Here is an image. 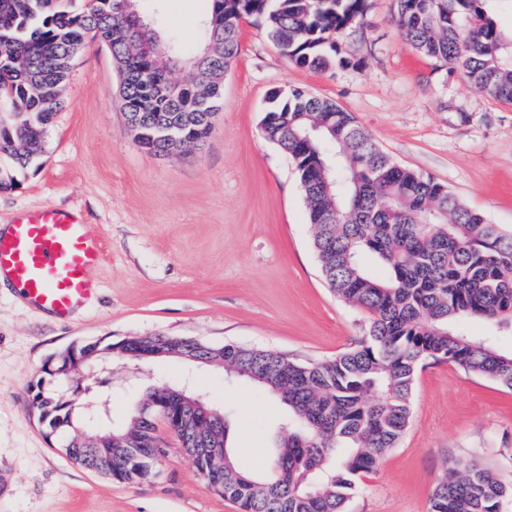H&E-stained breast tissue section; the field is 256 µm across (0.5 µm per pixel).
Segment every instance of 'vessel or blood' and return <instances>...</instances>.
<instances>
[{"mask_svg": "<svg viewBox=\"0 0 512 512\" xmlns=\"http://www.w3.org/2000/svg\"><path fill=\"white\" fill-rule=\"evenodd\" d=\"M101 259L88 226L65 212L22 214L0 234V273L26 303L60 319L72 317L92 298L90 271Z\"/></svg>", "mask_w": 512, "mask_h": 512, "instance_id": "vessel-or-blood-1", "label": "vessel or blood"}]
</instances>
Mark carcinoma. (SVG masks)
<instances>
[{
    "label": "carcinoma",
    "instance_id": "obj_1",
    "mask_svg": "<svg viewBox=\"0 0 512 512\" xmlns=\"http://www.w3.org/2000/svg\"><path fill=\"white\" fill-rule=\"evenodd\" d=\"M199 49L186 58L140 13L111 0H90L82 12L69 0H0V189L35 166L41 131L63 100L72 57L86 45L107 48L119 65L125 115L162 137L172 128L199 147L213 131L206 116L222 108L223 89L195 96L194 65L212 42L221 53L208 65L226 71L239 51L243 21L262 19L270 40L302 67H347L336 34L363 16L365 0H206ZM401 34L427 57L462 67L473 86L512 101V38L487 10L490 0H396ZM224 12V28L212 25ZM475 30L459 52V20ZM146 26L167 66L184 73L183 95L153 99L161 73L131 52L126 30ZM266 138L295 163L313 229L321 276L342 301L366 310V336L336 357L301 363L285 354L233 343L224 351L188 346L195 357L223 363L224 375L250 380L288 414L270 469H242L228 446V421L216 424L213 458L195 462L240 512H345L356 478L398 446L411 420L416 376L426 363L454 362L512 390V350L498 341L512 332V230L490 224L431 177L394 162L335 103L301 89L274 91L262 119ZM478 322L484 331L471 333ZM374 392V400L366 394ZM33 398L49 432L68 435L67 455L122 483L156 473L155 417L139 403L112 426V447L137 445L138 459L115 455L104 464L85 454L86 411L60 403L38 381ZM509 486L475 460L446 465L433 486L431 512H498Z\"/></svg>",
    "mask_w": 512,
    "mask_h": 512
}]
</instances>
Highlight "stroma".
Returning a JSON list of instances; mask_svg holds the SVG:
<instances>
[{"label": "stroma", "instance_id": "1", "mask_svg": "<svg viewBox=\"0 0 512 512\" xmlns=\"http://www.w3.org/2000/svg\"><path fill=\"white\" fill-rule=\"evenodd\" d=\"M138 5L160 30L175 29L184 53L195 49L203 0ZM395 13V0H366L363 17L336 37L347 67L326 71L289 61L261 22H244L212 134L169 157L134 143L111 53L91 44L75 56L39 165L0 190V225L47 208L77 214L103 251L90 272L98 291L60 320L0 288V512H239L203 483L162 423L157 432L170 451L150 481L120 483L73 463L28 404L46 359L70 345L181 336L313 362L364 336L368 313L339 300L321 277L295 164L262 132L271 91L331 100L397 163L512 228V102L420 55ZM150 369L156 384L194 382L226 412L241 467L268 470L283 411L274 397L225 380L218 366L159 359ZM96 392L117 420L144 399L145 386L116 362ZM457 459L480 461L512 483V391L442 362L419 372L407 432L361 475L346 512H430L437 475Z\"/></svg>", "mask_w": 512, "mask_h": 512}]
</instances>
